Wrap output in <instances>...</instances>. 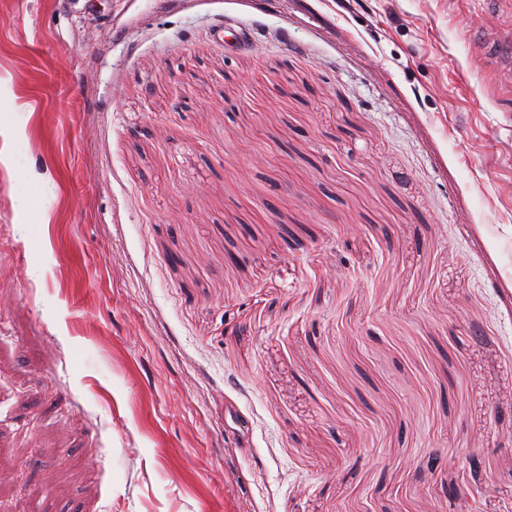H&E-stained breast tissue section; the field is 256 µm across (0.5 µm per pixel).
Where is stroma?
<instances>
[{
	"mask_svg": "<svg viewBox=\"0 0 512 512\" xmlns=\"http://www.w3.org/2000/svg\"><path fill=\"white\" fill-rule=\"evenodd\" d=\"M477 9L0 0V512H512Z\"/></svg>",
	"mask_w": 512,
	"mask_h": 512,
	"instance_id": "obj_1",
	"label": "stroma"
}]
</instances>
